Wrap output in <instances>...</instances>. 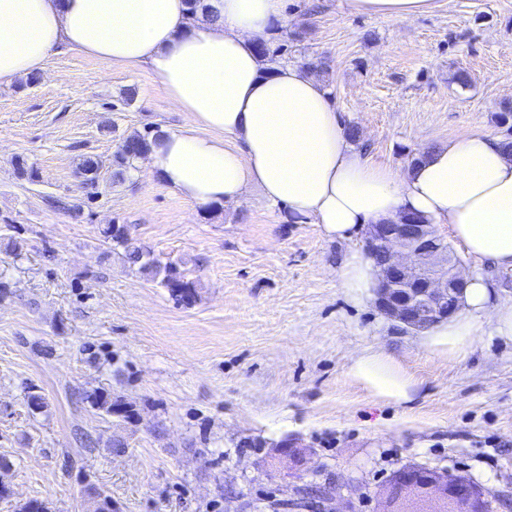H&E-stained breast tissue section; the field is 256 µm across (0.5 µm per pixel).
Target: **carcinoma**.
Wrapping results in <instances>:
<instances>
[{"label": "carcinoma", "instance_id": "obj_1", "mask_svg": "<svg viewBox=\"0 0 512 512\" xmlns=\"http://www.w3.org/2000/svg\"><path fill=\"white\" fill-rule=\"evenodd\" d=\"M156 136L150 135V132H134L122 137L118 150L112 160V178L113 181L122 182L125 180L127 172L134 168L136 160L148 154L151 145ZM99 162L88 159L83 165V171L89 174L85 180V188L89 189L87 197L92 198L97 195L95 188L98 182L97 171ZM103 242L109 244L114 249H121L124 252L128 262L137 266L141 273L159 280V284L168 289L172 295L180 298L183 302L189 304L195 301L196 284L186 279L185 275L177 266L166 263L164 265L156 261L150 250L136 238L127 232V226L120 224H107L100 230ZM91 403L107 413H114L115 409H120V415L128 416L130 409L122 401L112 400V396L104 393H93L90 395Z\"/></svg>", "mask_w": 512, "mask_h": 512}]
</instances>
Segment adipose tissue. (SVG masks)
<instances>
[{"label":"adipose tissue","mask_w":512,"mask_h":512,"mask_svg":"<svg viewBox=\"0 0 512 512\" xmlns=\"http://www.w3.org/2000/svg\"><path fill=\"white\" fill-rule=\"evenodd\" d=\"M436 0H351L355 13L407 20ZM286 0H0V82L37 74L63 50L161 80L187 116L162 132L147 165L175 194L213 210L250 195L350 240L403 212L448 225L476 263L512 270V152L482 132L448 141L423 161L399 169L356 151L323 84L293 63L257 52L269 27L285 22ZM353 302L374 292V259L357 250L342 263ZM463 316L436 325L425 339L451 358L471 348L476 324L512 337V306L491 308L482 278L469 280ZM353 378L375 395L410 400L414 384L387 357L357 359Z\"/></svg>","instance_id":"obj_1"}]
</instances>
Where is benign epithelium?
Listing matches in <instances>:
<instances>
[{"label": "benign epithelium", "instance_id": "1", "mask_svg": "<svg viewBox=\"0 0 512 512\" xmlns=\"http://www.w3.org/2000/svg\"><path fill=\"white\" fill-rule=\"evenodd\" d=\"M366 238L381 253L376 308L404 330L424 331L456 315L467 285L462 260L438 233L406 214L396 224H370ZM433 498L459 503L461 512H486L465 484L439 480L430 485Z\"/></svg>", "mask_w": 512, "mask_h": 512}]
</instances>
